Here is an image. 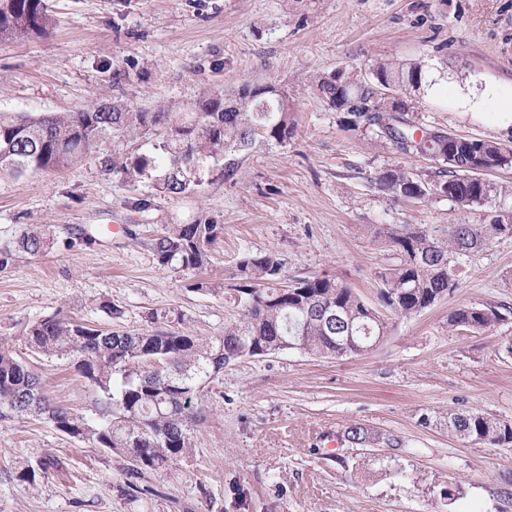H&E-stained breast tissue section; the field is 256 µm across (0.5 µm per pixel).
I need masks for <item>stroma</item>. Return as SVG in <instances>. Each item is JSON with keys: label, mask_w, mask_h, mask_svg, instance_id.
<instances>
[{"label": "stroma", "mask_w": 512, "mask_h": 512, "mask_svg": "<svg viewBox=\"0 0 512 512\" xmlns=\"http://www.w3.org/2000/svg\"><path fill=\"white\" fill-rule=\"evenodd\" d=\"M49 32L0 41V112H77L111 104L167 108L180 118L205 95L243 81L288 92L296 133L286 145L235 153L170 198L113 165L156 156L149 129L114 131L82 163L0 175V248L40 225L47 245L0 271V341L13 344L47 394L94 412L97 392L73 360L31 353L24 334L62 313L101 328L200 336L237 319L228 271L246 252H275L287 279L329 276L378 306L380 271L399 263L385 224L441 230L480 215L445 198L403 202L378 193L392 166L422 180L429 160L399 152L373 130L347 126L314 91L339 69L419 62L512 91V0H48ZM417 127L512 143L449 97L388 95ZM211 219L224 235L203 272L161 267L149 244L166 224ZM92 243H85V236ZM456 286L396 320L367 355L332 359L298 350L225 365L203 392L211 408L191 451L131 491L123 455L93 448L44 419L0 418V512H512V447L468 444L448 413L482 411L512 423V237L458 256ZM206 281L203 290L194 289ZM464 305L497 307L485 332L452 331ZM120 307V318L107 315ZM360 424L370 442L325 452L317 435ZM49 464L36 484L25 466ZM458 488L454 501L442 492Z\"/></svg>", "instance_id": "1"}]
</instances>
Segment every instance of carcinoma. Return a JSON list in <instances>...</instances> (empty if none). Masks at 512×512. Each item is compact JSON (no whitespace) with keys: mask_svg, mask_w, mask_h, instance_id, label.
Wrapping results in <instances>:
<instances>
[{"mask_svg":"<svg viewBox=\"0 0 512 512\" xmlns=\"http://www.w3.org/2000/svg\"><path fill=\"white\" fill-rule=\"evenodd\" d=\"M53 24L47 0H0V40L43 35ZM425 73L419 62L396 64L377 61L358 75L339 71L316 81L324 101L338 110L357 100L375 109L373 125L378 137L389 140L406 155H419L437 167L435 179H417L398 166L378 175L375 188L397 199L420 202L446 197L458 207L479 211L485 224H450L441 236L428 227L385 229L399 251L400 265L380 274V299L386 313L365 303L346 284L327 276L281 282L282 263L273 252L244 253L236 261L231 279L235 290L247 296L239 318L224 325L216 336L178 331L98 329L70 316L55 315L26 330V345L34 352L76 360L80 377L100 394L95 412L81 413L52 401L39 376L18 359L13 347L0 342V417L49 420L54 427L94 448L130 459L126 478L130 486L148 472L183 457L193 445V434L208 418L209 406L201 393L224 365L242 358H261L287 350L336 359L353 358L374 350L391 329L389 316L417 314L448 294L455 286L453 259L478 250L495 238L512 236V221L491 216L493 200H508L506 191L472 177L512 167V148L492 140L456 136L448 132L424 137L406 147L404 135L414 129L402 114L379 98L377 89L395 86L423 89ZM244 82L237 96L224 107L212 96L188 122L170 112H124L116 107H92L79 112H0V171L21 176L81 161L102 135L125 129L146 119L163 138L164 173L157 174L153 158L139 157L120 167L129 181L156 180L158 188L181 196L198 185L197 174L249 148L256 138L283 144L292 137L295 123L283 91L255 96ZM223 225L206 221L166 224L151 242L158 264L174 271L207 266L209 251ZM44 237L22 233L18 250L36 255ZM16 250V251H18ZM16 251L0 249V269L16 260ZM335 312L331 319L321 310ZM502 320L492 306H461L448 325L466 331L489 329ZM169 364L171 380L156 377L147 360ZM448 432L479 444L512 445V423L473 409L448 412ZM345 441L359 445L370 440L367 428L354 424L343 433Z\"/></svg>","mask_w":512,"mask_h":512,"instance_id":"carcinoma-1","label":"carcinoma"}]
</instances>
